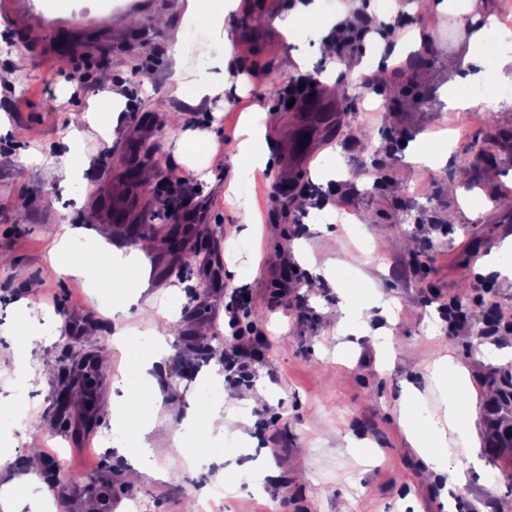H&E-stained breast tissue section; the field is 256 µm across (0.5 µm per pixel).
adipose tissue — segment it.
<instances>
[{
    "label": "adipose tissue",
    "instance_id": "ef3b65f1",
    "mask_svg": "<svg viewBox=\"0 0 512 512\" xmlns=\"http://www.w3.org/2000/svg\"><path fill=\"white\" fill-rule=\"evenodd\" d=\"M432 24L426 34H414L409 49L418 51L429 45L439 31L443 18H452L468 34L467 50L458 70L446 75L443 86L448 89L450 108L474 107L472 99L458 95V87L466 82L490 83L512 87V28L493 27V15L473 13L469 0H435ZM495 35L498 52L487 59L484 45L488 35ZM317 277L329 282L342 300L343 316L338 335H364L365 311L379 308L389 311L390 303L367 282L349 281L341 269L317 270ZM179 295H172L167 308L154 322L151 336L143 340L128 329L119 328L112 341L122 354L120 395L112 399V431L117 439L114 447L124 455L133 473L162 477L157 466L152 441L159 426L157 412L163 401L160 389L151 375L155 365L169 355L168 338L179 320ZM433 382L439 394L436 411L425 408V396L416 387L404 391L400 400V422L412 447L417 448L429 470L443 475L446 489L463 487L467 469L454 457L461 448L478 450L476 422L479 395L466 367L448 351L441 352L434 363ZM207 392L186 408L180 409L179 430L174 441L176 452L191 465L223 463L226 422H234L239 430L252 424L249 411H225L231 395L220 374L205 381Z\"/></svg>",
    "mask_w": 512,
    "mask_h": 512
}]
</instances>
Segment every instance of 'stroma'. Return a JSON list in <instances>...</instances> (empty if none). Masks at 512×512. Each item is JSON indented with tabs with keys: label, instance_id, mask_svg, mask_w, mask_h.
<instances>
[{
	"label": "stroma",
	"instance_id": "1",
	"mask_svg": "<svg viewBox=\"0 0 512 512\" xmlns=\"http://www.w3.org/2000/svg\"><path fill=\"white\" fill-rule=\"evenodd\" d=\"M27 10L0 31V71L11 82L0 84V441L16 461L0 470V485L24 470L28 440L39 441L43 463L56 466L53 481L34 488L37 512H95L100 503L88 484L112 487L115 512H133L147 502L149 512H512V452L475 460L465 452L467 484L444 496L435 476L412 448L399 420V400L406 385L421 391L433 386L435 360L449 349L467 367L482 392L477 432L488 445L495 423L487 409L512 392V358L489 362L477 358L478 346L512 348V330L490 332L486 316H512V288L504 287L483 258L492 246L512 237V148L496 139L512 135V96L497 109L452 110L442 101L440 75L453 67L467 49L464 35L453 24L440 32L424 52L425 66L411 73L408 60L381 50L374 57L387 77L386 85L361 86L347 70L323 82L339 114L333 134L316 139L307 161H298L287 145L298 120L271 89L283 86L296 70L325 68L320 47L303 37L305 62H297L292 44L276 28L275 18L293 11L291 0H212L225 12V26L240 51L221 57L209 52L210 34L187 18V0H130L112 21L85 24L72 14L70 0H27ZM72 17L75 44L70 54L55 53L48 40L53 16ZM256 66L260 75L247 79L242 71ZM185 80L210 78L223 91L192 104L174 93L172 76ZM89 75L85 88L79 76ZM54 76L52 92L43 79ZM258 111L275 114L265 140L270 154L252 176L243 178L242 158L232 147L244 138L248 117ZM85 119L74 122L73 117ZM208 114V129L189 122ZM403 134L404 150L387 156L388 133ZM450 138L453 147L443 168L409 163L422 137ZM152 146L150 168L170 175L191 171L202 182L199 193L182 197L179 223L189 226L187 245L170 249L169 221L158 218L160 205L149 181L129 188L122 174L133 148ZM387 163L395 182L385 191L368 194L353 172ZM71 170L58 177L59 166ZM335 182L351 188L344 214L365 222L362 239L337 222L326 207L327 223L305 221L295 198L306 188ZM135 193L139 218L151 243L133 273L122 276L123 287L141 288L136 305L122 319L123 327L149 335L170 288L182 293L183 333L168 340L170 355L154 375L165 399L157 418L165 427L154 451L164 470L161 479L142 476L129 484L128 461L111 446H91L93 433L111 429L112 395L118 370L98 396L99 414L93 429L73 438L72 427L55 418L53 398L63 372L77 373L84 357L113 353L109 316L110 280L91 285L77 276L55 273L51 249L95 255L99 234L108 243L134 250L135 244L113 229L104 201ZM251 214V223L241 221ZM449 224V232L433 230L428 217ZM211 242V252L195 255L198 238ZM249 245L239 252L237 243ZM294 254L303 268L339 267L355 257L353 278L370 279L396 303L393 322L371 309L372 330L388 327L389 341L370 335L353 339L348 363L332 353L341 338L336 327L343 316L333 288H299L274 298L273 284L283 259ZM248 285V313L262 321L267 335L257 350L251 388H236L235 409L265 390L271 402L250 409L254 421L247 436L228 430L225 443L257 448L271 474L260 489L225 492L198 499L197 489L213 484L217 470L242 478L249 461L230 453L223 465L191 468L173 451V433L180 419L169 404L188 406L197 382L213 365L206 347L224 349L233 338L224 327V287ZM461 299L465 317L448 328L440 309ZM307 307L317 324L296 322L295 311ZM35 331L40 350L18 365L16 335ZM24 385H17V375ZM280 421L260 433L258 421L272 413ZM340 432L369 440L374 455L364 462L338 449L332 439Z\"/></svg>",
	"mask_w": 512,
	"mask_h": 512
}]
</instances>
